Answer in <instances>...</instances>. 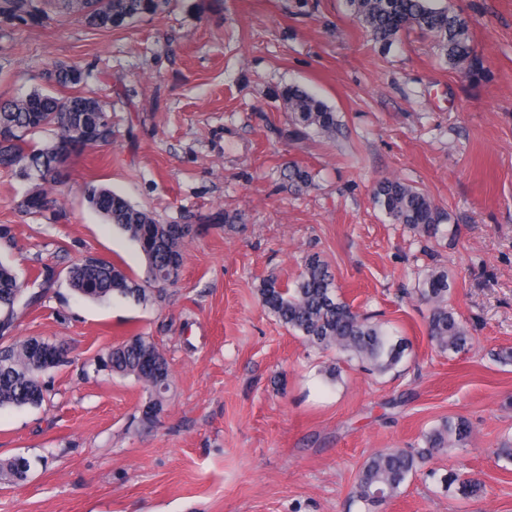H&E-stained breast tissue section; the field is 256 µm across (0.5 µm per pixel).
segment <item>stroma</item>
Masks as SVG:
<instances>
[{"instance_id":"obj_1","label":"stroma","mask_w":512,"mask_h":512,"mask_svg":"<svg viewBox=\"0 0 512 512\" xmlns=\"http://www.w3.org/2000/svg\"><path fill=\"white\" fill-rule=\"evenodd\" d=\"M462 13L480 64L455 67L432 34L384 47L346 0H168L120 28L66 17L0 20V96L43 88L47 69L79 65L83 95L112 114L110 144L69 164L56 217L18 205L29 182L0 172V259L31 306L12 331L65 346L71 365L46 372L38 407L0 408V459L32 468L0 476V512H348L364 460L416 448L449 416L472 428L378 512H512V0H440ZM296 84L327 103L335 138L301 131L280 96ZM310 174L293 177L294 168ZM398 178L447 216L426 238L389 221L373 199ZM100 183L161 223L190 224L179 280L158 302H92L70 264L94 253L142 273L138 247L89 207ZM223 222H216V215ZM328 264L354 310L377 315L412 351L371 374L308 347L260 302L263 279L294 284L307 255ZM55 267L45 288L36 276ZM446 270L449 303L472 341L439 352L419 281ZM165 352L172 388L143 417L134 377L100 367L129 337ZM479 478L476 499L444 492L439 475Z\"/></svg>"}]
</instances>
